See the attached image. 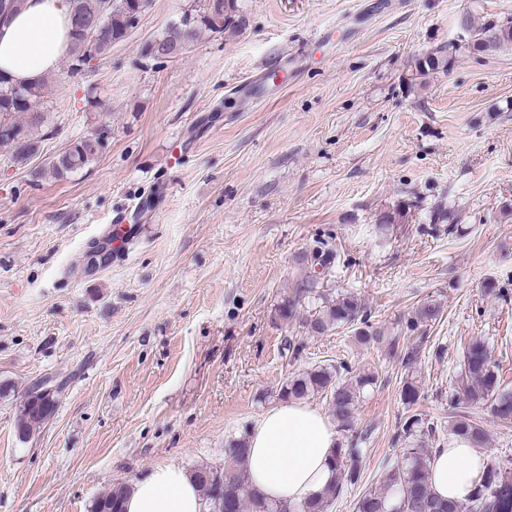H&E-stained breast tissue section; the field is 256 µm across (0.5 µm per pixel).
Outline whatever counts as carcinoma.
Instances as JSON below:
<instances>
[{
	"mask_svg": "<svg viewBox=\"0 0 512 512\" xmlns=\"http://www.w3.org/2000/svg\"><path fill=\"white\" fill-rule=\"evenodd\" d=\"M72 13L70 48L66 58L68 73L84 72L87 59L112 50L133 28L131 14L141 13L148 0H68ZM237 0H210L194 4L184 12L178 24L160 37L143 42L140 55L157 64L167 62L169 54L179 55L185 45L202 31L221 33L239 26ZM468 43L472 52L489 55L512 46V17L492 18L480 24L467 16ZM451 57L440 47L431 54L415 60L419 76L426 77L438 70H448ZM48 94V80L22 85L0 75V150L11 163L27 166L40 152L39 131L47 122L41 102ZM112 135L110 119L95 120L94 129L77 139L67 149L44 165L31 171L35 178L60 180L88 168L107 148L99 142L101 134ZM456 217L440 206L429 210L430 224L448 223L453 233ZM336 259L333 251L315 246L302 260L326 271ZM320 281L311 275L284 295L275 308L276 319L286 322L296 317L298 306L307 298L320 300L314 312L306 317L308 330L324 335L336 328H353L356 339L364 344L380 340V333L370 323L367 309L354 292L346 291L330 299L317 291ZM440 314L439 305L421 304L415 314L403 324L402 330L411 336ZM462 384L460 391L448 401V439L467 440L480 449L486 434L467 408L487 405L495 418L512 423V392L501 387L502 380L492 353L482 339L471 341L463 351ZM346 375L337 369L316 366L289 377L280 386L281 400H301L311 395L329 399L332 415L346 439L337 443L332 452L335 481L317 497L301 503L275 500L265 496L250 482L245 467L249 452L248 436L227 441L224 465L202 466L190 472V478L202 492L205 512H326L327 507L343 492L345 486L359 483L361 460L368 434L355 427V407L367 388L377 385L379 374L365 368L342 366ZM401 400L411 409L419 400V386L414 378H406L400 391ZM436 428L421 413H411L401 424V462L389 468L379 489L368 491L356 502V512H512V456L503 454L485 457L484 471L473 495L465 502L441 498L431 490L430 464L435 449L426 447L425 439L434 436ZM132 485L127 481L112 484L91 503L90 512H123L122 501Z\"/></svg>",
	"mask_w": 512,
	"mask_h": 512,
	"instance_id": "1",
	"label": "carcinoma"
}]
</instances>
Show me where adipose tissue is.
<instances>
[{
    "instance_id": "ef3b65f1",
    "label": "adipose tissue",
    "mask_w": 512,
    "mask_h": 512,
    "mask_svg": "<svg viewBox=\"0 0 512 512\" xmlns=\"http://www.w3.org/2000/svg\"><path fill=\"white\" fill-rule=\"evenodd\" d=\"M67 0H25L23 9L0 23V72L11 81L34 84L57 70L69 49ZM245 466L255 487L272 499L299 503L319 494L333 479L329 465L336 430L317 408L301 401L265 411L248 432ZM483 456L456 440L437 453L431 488L440 497L467 501L482 472ZM124 512H202L196 484L181 468L158 465L137 480Z\"/></svg>"
}]
</instances>
